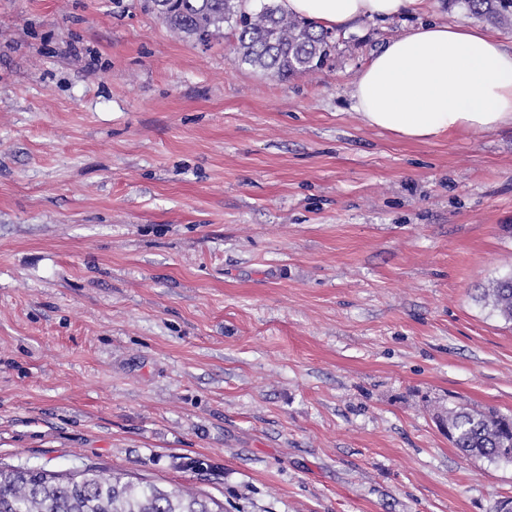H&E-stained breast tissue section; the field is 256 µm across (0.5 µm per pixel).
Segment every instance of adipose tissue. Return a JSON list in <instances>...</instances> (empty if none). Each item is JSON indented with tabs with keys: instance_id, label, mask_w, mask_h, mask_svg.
<instances>
[{
	"instance_id": "1",
	"label": "adipose tissue",
	"mask_w": 512,
	"mask_h": 512,
	"mask_svg": "<svg viewBox=\"0 0 512 512\" xmlns=\"http://www.w3.org/2000/svg\"><path fill=\"white\" fill-rule=\"evenodd\" d=\"M279 2L288 14L342 29L398 14L412 0ZM351 97L367 125L404 141L493 131L512 125V50L477 28H414L372 56Z\"/></svg>"
}]
</instances>
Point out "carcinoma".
<instances>
[{"label": "carcinoma", "mask_w": 512, "mask_h": 512, "mask_svg": "<svg viewBox=\"0 0 512 512\" xmlns=\"http://www.w3.org/2000/svg\"><path fill=\"white\" fill-rule=\"evenodd\" d=\"M246 0H147L174 34L207 45L224 25L235 30L231 52L243 64L278 78L324 66L336 50L333 32L282 10L268 0L249 11ZM495 27H512V0H461ZM481 299L512 322V272L483 289ZM449 439L464 455L512 463V426L504 416L450 409ZM214 500L178 488L135 485L87 467L68 476L21 467H0V512H224Z\"/></svg>", "instance_id": "carcinoma-1"}]
</instances>
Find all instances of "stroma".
Listing matches in <instances>:
<instances>
[{"mask_svg":"<svg viewBox=\"0 0 512 512\" xmlns=\"http://www.w3.org/2000/svg\"><path fill=\"white\" fill-rule=\"evenodd\" d=\"M430 21L337 30L286 79L142 0H0V465H96L224 512H489L512 464L436 420L512 415V127L407 143L351 87ZM480 298L505 322H512V272L493 280Z\"/></svg>","mask_w":512,"mask_h":512,"instance_id":"1","label":"stroma"}]
</instances>
